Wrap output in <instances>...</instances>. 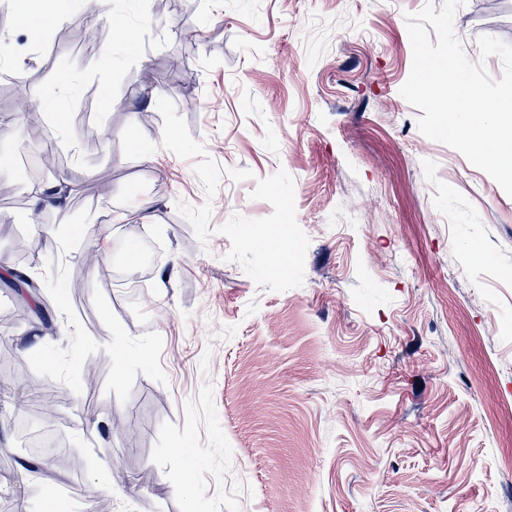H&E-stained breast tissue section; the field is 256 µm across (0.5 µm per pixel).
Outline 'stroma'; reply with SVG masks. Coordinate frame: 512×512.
<instances>
[{
	"instance_id": "1",
	"label": "stroma",
	"mask_w": 512,
	"mask_h": 512,
	"mask_svg": "<svg viewBox=\"0 0 512 512\" xmlns=\"http://www.w3.org/2000/svg\"><path fill=\"white\" fill-rule=\"evenodd\" d=\"M429 1L67 0L37 37L29 0H0V508L512 512V197L400 93L405 16ZM90 21L104 44L75 48ZM454 27L500 78L477 40L512 43V0H466ZM166 57L186 76L150 79ZM162 96L253 173L222 178L212 226L269 216L257 180L293 177L302 286L265 290L228 238L199 242L178 205L207 198L161 145ZM48 144L74 192L35 224L22 159ZM142 201L164 255L134 292L79 257L131 240ZM36 382L65 464L32 473Z\"/></svg>"
}]
</instances>
